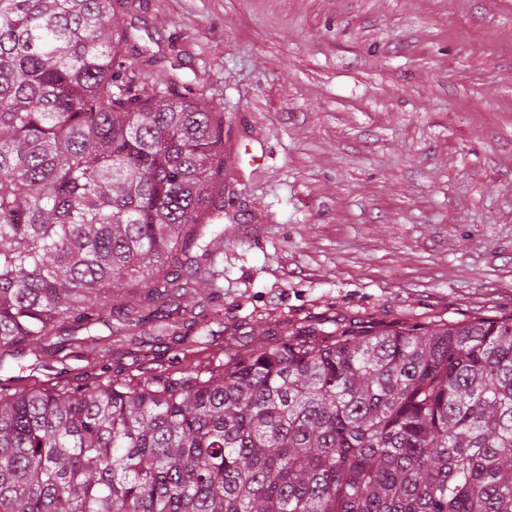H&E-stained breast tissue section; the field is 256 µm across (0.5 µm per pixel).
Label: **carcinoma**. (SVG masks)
I'll list each match as a JSON object with an SVG mask.
<instances>
[{
    "mask_svg": "<svg viewBox=\"0 0 512 512\" xmlns=\"http://www.w3.org/2000/svg\"><path fill=\"white\" fill-rule=\"evenodd\" d=\"M121 0H0V512H512V317L301 325L216 368L75 383L65 351L202 344L224 111ZM200 309L188 319L172 315ZM20 366L24 367L20 370ZM35 368V369H34ZM49 372L40 366V360L32 355H28L20 361H15L9 357L6 358L5 365L0 370V382L11 386L22 385L27 382L28 376L37 377L40 380H47L46 375ZM9 377H15L9 379Z\"/></svg>",
    "mask_w": 512,
    "mask_h": 512,
    "instance_id": "carcinoma-1",
    "label": "carcinoma"
}]
</instances>
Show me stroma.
<instances>
[{
  "instance_id": "1",
  "label": "stroma",
  "mask_w": 512,
  "mask_h": 512,
  "mask_svg": "<svg viewBox=\"0 0 512 512\" xmlns=\"http://www.w3.org/2000/svg\"><path fill=\"white\" fill-rule=\"evenodd\" d=\"M119 22L224 110V332L113 366L512 317V0H133Z\"/></svg>"
}]
</instances>
